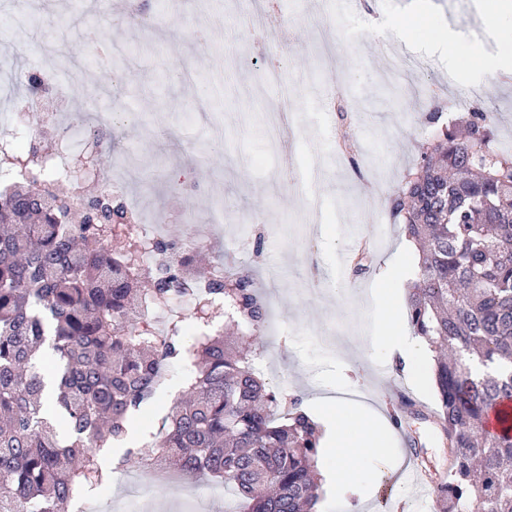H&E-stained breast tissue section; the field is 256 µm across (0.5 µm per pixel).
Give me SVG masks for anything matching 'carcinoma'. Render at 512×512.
<instances>
[{"label":"carcinoma","instance_id":"cac0c4a2","mask_svg":"<svg viewBox=\"0 0 512 512\" xmlns=\"http://www.w3.org/2000/svg\"><path fill=\"white\" fill-rule=\"evenodd\" d=\"M496 118L472 111L439 130L387 202L422 246L409 318L437 353L436 415L452 456L434 512H512V431L485 428L512 400V154L493 143ZM81 201L41 168L0 190V512H65L97 493L110 480L97 451L125 435L178 356L193 377L162 418L154 455L231 487L239 512H316L318 425L231 338L255 340L265 327L251 275L213 266L204 279L183 262L165 276L136 272L137 230L112 231L110 201L97 223L81 222ZM191 296L202 304L192 343L180 319L162 340L139 328ZM48 339L51 371L39 357ZM473 358L488 372L476 374ZM47 399L63 437L44 416Z\"/></svg>","mask_w":512,"mask_h":512}]
</instances>
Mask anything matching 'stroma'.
I'll return each mask as SVG.
<instances>
[{
	"label": "stroma",
	"instance_id": "1",
	"mask_svg": "<svg viewBox=\"0 0 512 512\" xmlns=\"http://www.w3.org/2000/svg\"><path fill=\"white\" fill-rule=\"evenodd\" d=\"M15 2L0 0V135L8 134L12 113L25 109L16 70L33 68V50L42 40L64 42L69 55L82 61L89 85L113 86L110 106L140 116L138 125L113 128L112 154L103 165L107 171L127 167L129 201L163 224L166 237L187 242L203 232L213 205H223L224 232L205 250L249 269L267 302L269 326L253 346L266 381L300 396L316 417L321 398L342 392L346 415L366 407L388 417L381 383L386 374L420 403L405 431L394 432L387 454L357 461L352 497L363 512H425L414 492L385 498L376 474L390 472L411 439L432 478L447 475L448 441L434 417V375L396 370L384 348L368 343L369 336L408 321L406 301L387 309L374 298L383 275H392V288L406 289L418 266L386 206L368 210L363 202L374 179H385L396 191L435 131L429 102L413 93L418 73L408 72L400 86L382 78L399 42H374L362 9H346L342 0H279L278 14L260 22L267 36L259 42L235 24L236 16L252 12L254 0H213L208 6L203 0H49L61 19L52 29L21 23ZM432 2L433 14L399 43L404 57L427 60L428 76L448 94H472V107L496 113L495 144L512 153V80H475L478 63L469 53L475 44L489 58L499 51L488 33L473 29L486 24L482 8L495 0ZM93 24L105 43L117 30L131 31L118 73L89 58L84 32ZM443 27L459 36V65L426 50ZM285 93L296 98V157H308L310 142L323 147L317 186L325 207L312 239L298 229L302 200L285 180L296 172L295 157L280 153L268 133L270 106ZM336 93L351 107L344 124L320 110ZM345 134L356 143L353 165L336 152ZM361 236L376 246L369 272L356 277L339 270L337 260ZM191 370L187 360L171 361L154 402L129 422L139 433L135 447L150 441ZM97 498V512H234L237 505L231 490L208 478L159 483L139 470L113 474Z\"/></svg>",
	"mask_w": 512,
	"mask_h": 512
}]
</instances>
